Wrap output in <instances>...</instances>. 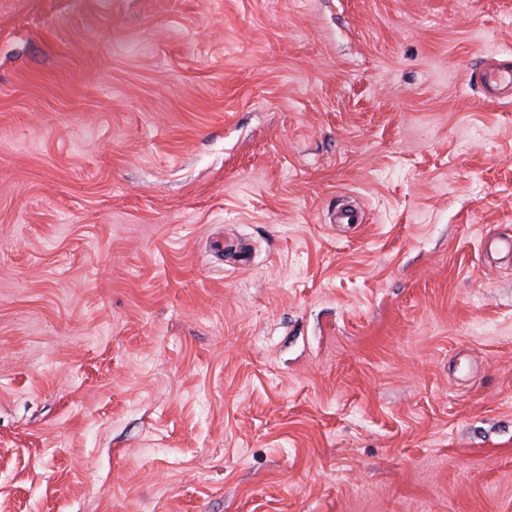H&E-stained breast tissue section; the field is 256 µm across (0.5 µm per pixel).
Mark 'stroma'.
<instances>
[{"label":"stroma","mask_w":512,"mask_h":512,"mask_svg":"<svg viewBox=\"0 0 512 512\" xmlns=\"http://www.w3.org/2000/svg\"><path fill=\"white\" fill-rule=\"evenodd\" d=\"M498 56L512 0H0V512H512ZM477 83L484 98L489 101L512 97V62L495 61L491 58L479 70Z\"/></svg>","instance_id":"stroma-1"}]
</instances>
